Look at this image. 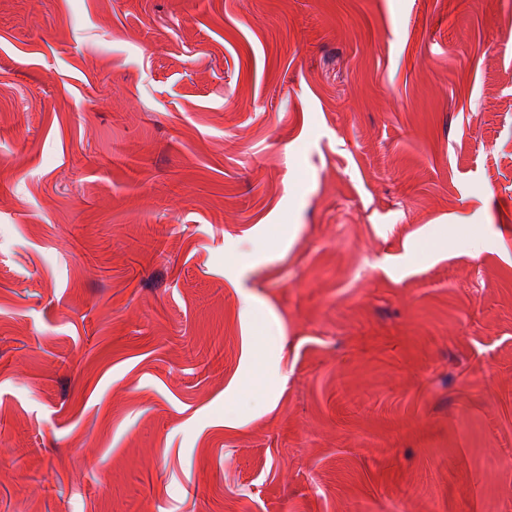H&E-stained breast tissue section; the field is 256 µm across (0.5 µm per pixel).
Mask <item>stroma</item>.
<instances>
[{"label": "stroma", "mask_w": 512, "mask_h": 512, "mask_svg": "<svg viewBox=\"0 0 512 512\" xmlns=\"http://www.w3.org/2000/svg\"><path fill=\"white\" fill-rule=\"evenodd\" d=\"M0 448V512H512V0H0ZM271 382L267 363L260 346L257 345L250 375L241 382V387L248 392H263L269 390Z\"/></svg>", "instance_id": "1"}]
</instances>
